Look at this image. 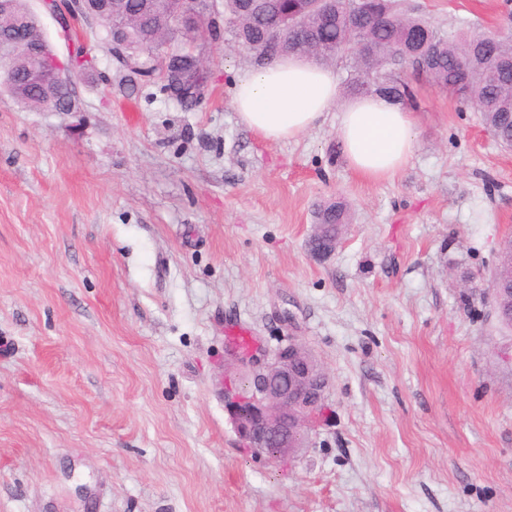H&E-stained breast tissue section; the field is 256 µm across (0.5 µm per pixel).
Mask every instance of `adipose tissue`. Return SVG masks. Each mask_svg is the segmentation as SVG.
<instances>
[{
	"label": "adipose tissue",
	"mask_w": 512,
	"mask_h": 512,
	"mask_svg": "<svg viewBox=\"0 0 512 512\" xmlns=\"http://www.w3.org/2000/svg\"><path fill=\"white\" fill-rule=\"evenodd\" d=\"M232 104L240 121L267 140L297 138L318 126L338 97L333 71L307 59L288 56L232 75ZM411 112L386 98L368 95L337 116L336 130L349 167L369 180L395 175L415 144Z\"/></svg>",
	"instance_id": "ef3b65f1"
}]
</instances>
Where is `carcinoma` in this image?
Listing matches in <instances>:
<instances>
[{
  "mask_svg": "<svg viewBox=\"0 0 512 512\" xmlns=\"http://www.w3.org/2000/svg\"><path fill=\"white\" fill-rule=\"evenodd\" d=\"M359 0H220L231 25L224 29L230 40L251 54L254 65L267 66L285 56L304 57L331 64L350 60L346 92L382 95L403 103L412 89L403 77L412 69L459 103L471 105L487 128L499 133L497 144L512 145V33L494 32L477 25L465 30H442L428 18L397 9L395 0H369L370 14ZM130 18L115 17L122 28L125 51L152 66V37L156 26H165L170 50L166 83L189 75L198 59L192 47L211 37L207 15L214 0H124ZM0 28L43 35L24 0H9L0 10ZM363 42L369 53L356 51ZM14 83L0 87L18 101L40 105L35 86L21 71L26 65L24 44L9 52ZM325 234L341 237L349 215L341 201L316 213Z\"/></svg>",
  "mask_w": 512,
  "mask_h": 512,
  "instance_id": "cac0c4a2",
  "label": "carcinoma"
}]
</instances>
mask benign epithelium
I'll use <instances>...</instances> for the list:
<instances>
[{"instance_id": "1", "label": "benign epithelium", "mask_w": 512, "mask_h": 512, "mask_svg": "<svg viewBox=\"0 0 512 512\" xmlns=\"http://www.w3.org/2000/svg\"><path fill=\"white\" fill-rule=\"evenodd\" d=\"M114 0H43L45 10L68 27L75 17L98 21L112 19ZM112 57L129 72V80H149L151 71L129 59L119 33L112 35ZM37 68L29 79L42 89L67 84L68 71L54 53L46 54L38 43L30 45ZM204 58L195 74L170 84L167 92L176 100L199 99L204 87ZM330 378L316 356L293 337L270 350L256 342L242 350L226 342L224 356V411L243 443L257 455H265L285 467L296 461L309 443L311 431L327 411Z\"/></svg>"}]
</instances>
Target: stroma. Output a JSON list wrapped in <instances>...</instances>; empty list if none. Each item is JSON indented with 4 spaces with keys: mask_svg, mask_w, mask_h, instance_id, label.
<instances>
[{
    "mask_svg": "<svg viewBox=\"0 0 512 512\" xmlns=\"http://www.w3.org/2000/svg\"><path fill=\"white\" fill-rule=\"evenodd\" d=\"M71 112L0 89V512H512V329L488 293L512 238V150L410 77L408 163L358 177L336 114L290 141L242 124L223 39L199 103L130 88L99 22ZM441 28L512 27V0H404ZM350 221L330 257L317 209ZM298 337L331 381L292 469L224 412L225 330ZM316 220L319 225L315 235H319L321 230L320 225L324 224L327 225L324 229L325 234L336 237V241L324 236L318 237L315 242L313 254L317 256H329L340 240L342 224H348L349 215L347 208L341 201L331 202L317 211Z\"/></svg>",
    "mask_w": 512,
    "mask_h": 512,
    "instance_id": "1",
    "label": "stroma"
}]
</instances>
